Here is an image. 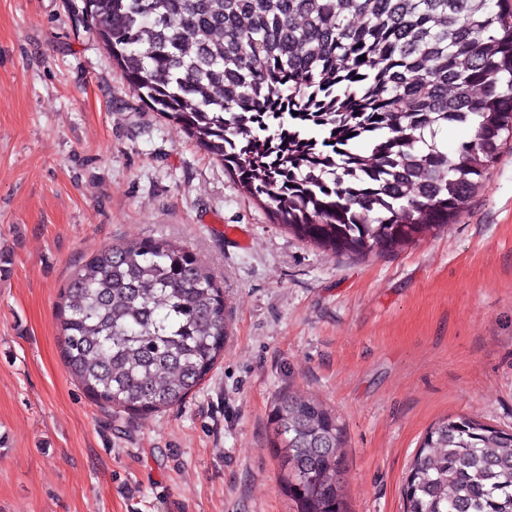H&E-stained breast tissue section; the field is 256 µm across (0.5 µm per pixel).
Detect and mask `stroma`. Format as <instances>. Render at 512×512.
Wrapping results in <instances>:
<instances>
[{
  "label": "stroma",
  "instance_id": "stroma-1",
  "mask_svg": "<svg viewBox=\"0 0 512 512\" xmlns=\"http://www.w3.org/2000/svg\"><path fill=\"white\" fill-rule=\"evenodd\" d=\"M73 3L0 0V512H291L269 446L283 390L344 424L349 512H404L438 419L512 429V135L454 224L335 254L148 109ZM150 236L211 270L229 334L184 404L130 418L71 377L56 314L100 248Z\"/></svg>",
  "mask_w": 512,
  "mask_h": 512
}]
</instances>
